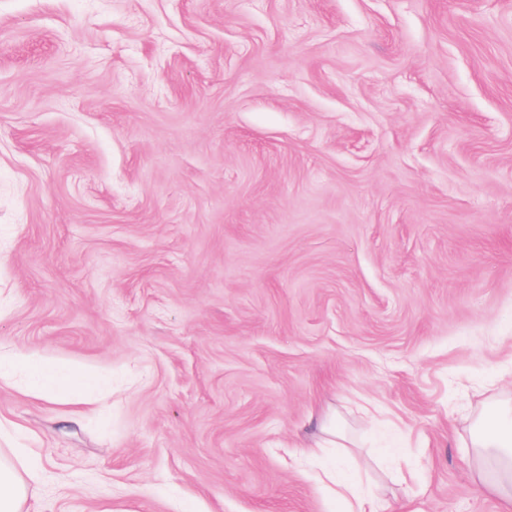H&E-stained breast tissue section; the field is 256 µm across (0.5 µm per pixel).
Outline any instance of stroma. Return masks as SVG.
<instances>
[{
  "mask_svg": "<svg viewBox=\"0 0 512 512\" xmlns=\"http://www.w3.org/2000/svg\"><path fill=\"white\" fill-rule=\"evenodd\" d=\"M509 399L512 0H0L29 512H340L335 463L502 512L468 427Z\"/></svg>",
  "mask_w": 512,
  "mask_h": 512,
  "instance_id": "1",
  "label": "stroma"
}]
</instances>
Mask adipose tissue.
<instances>
[{"mask_svg": "<svg viewBox=\"0 0 512 512\" xmlns=\"http://www.w3.org/2000/svg\"><path fill=\"white\" fill-rule=\"evenodd\" d=\"M479 459V483L512 508V413L497 404H486L473 439ZM41 480L34 459H19L17 453L0 452V512H25Z\"/></svg>", "mask_w": 512, "mask_h": 512, "instance_id": "1", "label": "adipose tissue"}]
</instances>
